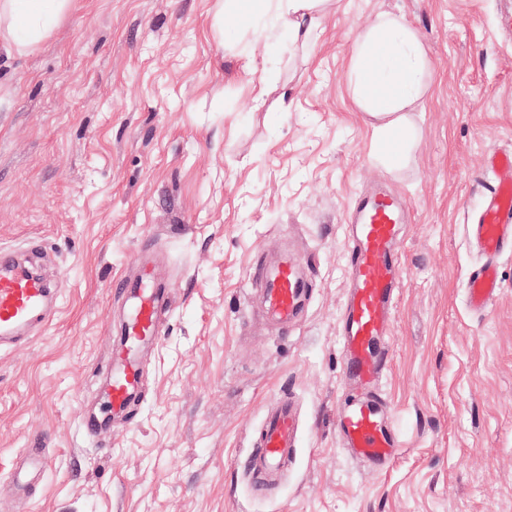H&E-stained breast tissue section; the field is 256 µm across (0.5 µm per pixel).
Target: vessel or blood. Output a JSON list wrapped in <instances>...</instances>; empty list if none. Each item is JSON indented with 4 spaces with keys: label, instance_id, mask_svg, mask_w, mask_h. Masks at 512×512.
Returning a JSON list of instances; mask_svg holds the SVG:
<instances>
[{
    "label": "vessel or blood",
    "instance_id": "b4317fda",
    "mask_svg": "<svg viewBox=\"0 0 512 512\" xmlns=\"http://www.w3.org/2000/svg\"><path fill=\"white\" fill-rule=\"evenodd\" d=\"M490 165L499 175L487 190L484 206L468 233L484 263L466 280V300L474 312L487 310L500 282L495 258L512 246V154H499ZM409 215L397 196L378 187L362 195L348 216V294L339 320L343 375L349 388L340 395L336 433L353 457L385 468L400 449L398 433L378 400L388 359L389 317L401 278L398 246ZM129 303L121 333L109 356L112 375L104 407L84 422L93 434L114 417L125 415L140 399L142 365L138 349L156 343L168 297L149 276L126 281L121 288ZM309 288L299 260L282 256L266 271L261 295L265 309L282 325H294L306 305ZM57 307L46 281L0 250V346L23 338L26 330L48 324ZM299 431L298 412L288 398L266 414L261 432L240 464L252 488L266 492L268 478L287 467Z\"/></svg>",
    "mask_w": 512,
    "mask_h": 512
}]
</instances>
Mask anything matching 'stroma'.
Wrapping results in <instances>:
<instances>
[{"mask_svg":"<svg viewBox=\"0 0 512 512\" xmlns=\"http://www.w3.org/2000/svg\"><path fill=\"white\" fill-rule=\"evenodd\" d=\"M225 2L74 0L42 42L0 52V248L58 304L0 348V512H512V253L486 313L464 291L488 159L512 152L508 0H335L313 44L269 54L246 24L218 30ZM381 12L429 63L398 168L374 156L350 92L354 43ZM376 183L411 213L380 382L402 447L383 469L336 436L343 220ZM286 252L310 288L288 329L258 298ZM145 263L171 308L139 404L90 437L124 314L113 283ZM283 395L297 446L257 497L238 459ZM34 446L50 459L22 492L10 475Z\"/></svg>","mask_w":512,"mask_h":512,"instance_id":"obj_1","label":"stroma"}]
</instances>
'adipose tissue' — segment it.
<instances>
[{"label": "adipose tissue", "instance_id": "adipose-tissue-1", "mask_svg": "<svg viewBox=\"0 0 512 512\" xmlns=\"http://www.w3.org/2000/svg\"><path fill=\"white\" fill-rule=\"evenodd\" d=\"M331 0H235L233 14L253 21L261 43L271 36L265 17L294 39L310 41ZM71 0H0V39L25 50L45 37ZM352 96L372 129L373 142L388 157L403 156L410 135L404 109L428 90L426 53L420 37L388 13L358 35L352 56Z\"/></svg>", "mask_w": 512, "mask_h": 512}]
</instances>
